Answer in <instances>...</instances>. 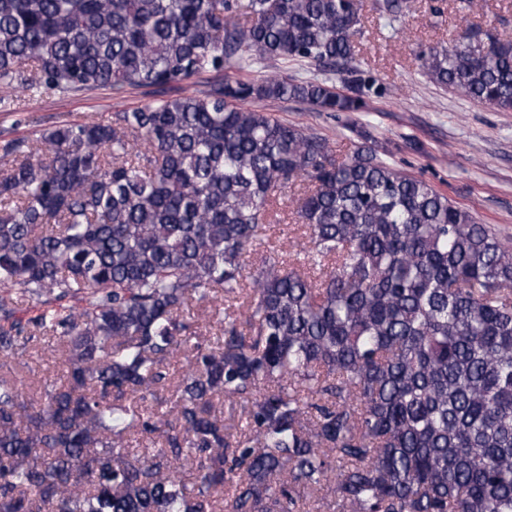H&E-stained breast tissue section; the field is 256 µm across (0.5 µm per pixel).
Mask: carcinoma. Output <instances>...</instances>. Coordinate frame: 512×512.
I'll list each match as a JSON object with an SVG mask.
<instances>
[{"instance_id": "carcinoma-1", "label": "carcinoma", "mask_w": 512, "mask_h": 512, "mask_svg": "<svg viewBox=\"0 0 512 512\" xmlns=\"http://www.w3.org/2000/svg\"><path fill=\"white\" fill-rule=\"evenodd\" d=\"M361 35V0H0V112L268 60L345 74L0 144V512H512V247L371 148L339 160L242 107L368 111L385 87ZM422 60L512 112V42ZM295 186L290 253L261 233ZM40 338L66 375L31 394L16 370Z\"/></svg>"}]
</instances>
